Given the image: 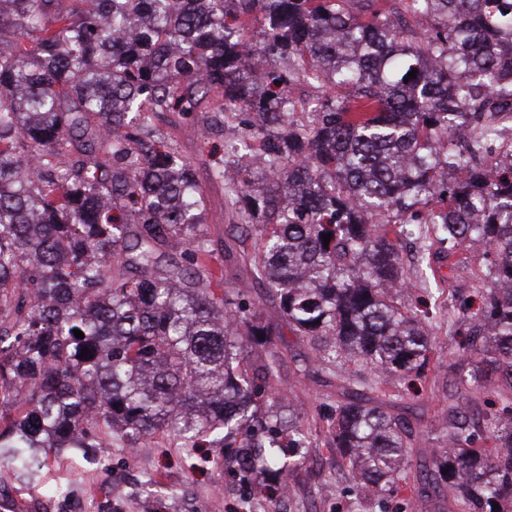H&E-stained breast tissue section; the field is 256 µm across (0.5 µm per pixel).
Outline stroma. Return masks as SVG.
<instances>
[{
	"label": "stroma",
	"instance_id": "stroma-1",
	"mask_svg": "<svg viewBox=\"0 0 512 512\" xmlns=\"http://www.w3.org/2000/svg\"><path fill=\"white\" fill-rule=\"evenodd\" d=\"M162 129L176 140L182 152L198 163V181L207 202L208 222L204 229L216 249L228 238L224 222V188L211 169V149L204 146L197 124L188 118L172 117ZM436 351L427 368L424 383L411 386L408 397L427 405L438 414L441 404L434 387L451 382L464 362L462 339L440 323L431 331ZM273 348L281 356L275 382L277 395L290 398L298 412L311 445L302 449L297 469L288 479L284 512H352L359 497L357 487L342 481L334 495L322 492L323 477L336 467V451L323 417L324 407L334 396L329 387L296 370V354L305 345L291 331L275 337ZM234 442L222 448H204L202 460L192 463L168 432L158 433L151 446L127 448L113 442L111 448L86 461L68 454L53 459L34 485L17 481L0 469V512H96L111 504L114 512H271L258 495L248 494L242 474L232 461ZM66 485L67 496L54 494Z\"/></svg>",
	"mask_w": 512,
	"mask_h": 512
}]
</instances>
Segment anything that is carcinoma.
I'll return each mask as SVG.
<instances>
[{"mask_svg": "<svg viewBox=\"0 0 512 512\" xmlns=\"http://www.w3.org/2000/svg\"><path fill=\"white\" fill-rule=\"evenodd\" d=\"M60 2L0 0V466L34 484L50 453L170 431L195 459L225 432L280 499L284 449L309 442L250 413L279 335L253 290L308 342L297 371L336 380L332 444L363 496L412 467L431 512H512V0ZM300 82L324 95L294 99ZM168 112L200 118L203 141L233 128L262 161L214 165L233 238L258 240L224 251L246 272L231 295ZM387 224L436 236L452 272L482 249L479 306L451 289L438 316L401 310ZM437 317L470 369L428 422L398 390L424 376Z\"/></svg>", "mask_w": 512, "mask_h": 512, "instance_id": "1", "label": "carcinoma"}]
</instances>
